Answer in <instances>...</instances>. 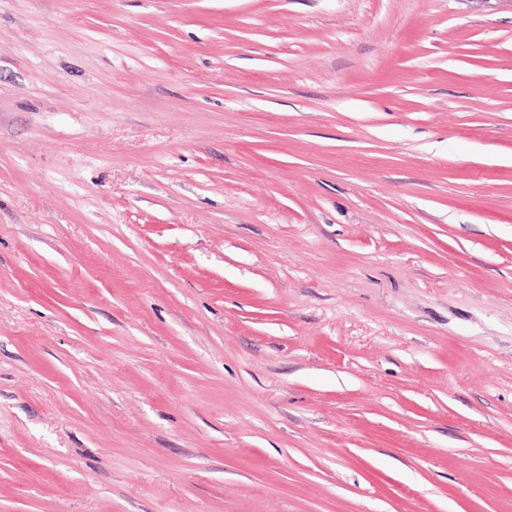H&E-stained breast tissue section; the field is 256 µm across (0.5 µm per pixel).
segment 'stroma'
<instances>
[{"label": "stroma", "mask_w": 512, "mask_h": 512, "mask_svg": "<svg viewBox=\"0 0 512 512\" xmlns=\"http://www.w3.org/2000/svg\"><path fill=\"white\" fill-rule=\"evenodd\" d=\"M0 512H512V0H0Z\"/></svg>", "instance_id": "1"}]
</instances>
